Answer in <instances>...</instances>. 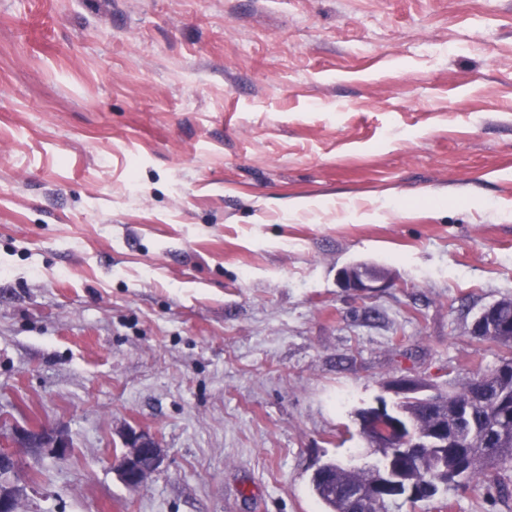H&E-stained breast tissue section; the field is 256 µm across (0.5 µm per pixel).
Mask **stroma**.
Here are the masks:
<instances>
[{
    "mask_svg": "<svg viewBox=\"0 0 512 512\" xmlns=\"http://www.w3.org/2000/svg\"><path fill=\"white\" fill-rule=\"evenodd\" d=\"M504 298L512 0H0V431L73 441L19 449L21 512H323L357 411L493 367ZM341 281L345 288L367 294L388 287L384 273L372 265H352L341 272ZM124 444L126 450L118 464V475L129 490H139L163 463V448L155 435L144 429H129Z\"/></svg>",
    "mask_w": 512,
    "mask_h": 512,
    "instance_id": "1",
    "label": "stroma"
}]
</instances>
